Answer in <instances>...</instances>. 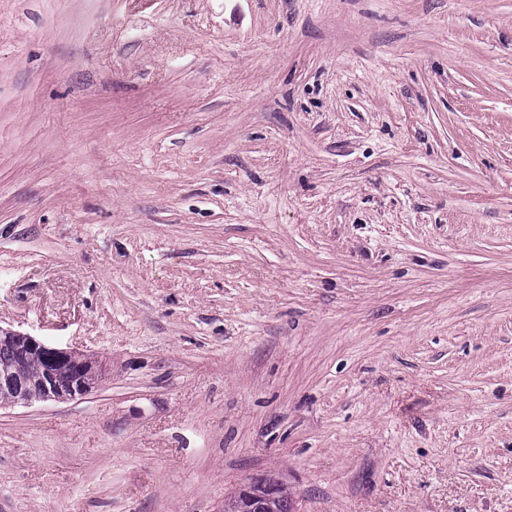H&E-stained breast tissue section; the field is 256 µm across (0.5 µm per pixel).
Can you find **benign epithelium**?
<instances>
[{
    "label": "benign epithelium",
    "instance_id": "benign-epithelium-1",
    "mask_svg": "<svg viewBox=\"0 0 512 512\" xmlns=\"http://www.w3.org/2000/svg\"><path fill=\"white\" fill-rule=\"evenodd\" d=\"M0 344L15 346L21 359H35L43 371L33 382L36 393L15 399V403L63 401L84 395L95 387L97 365L94 358L70 349L50 345L28 333L0 327ZM243 512H262L265 503L257 500L250 486L240 490Z\"/></svg>",
    "mask_w": 512,
    "mask_h": 512
}]
</instances>
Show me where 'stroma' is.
Returning a JSON list of instances; mask_svg holds the SVG:
<instances>
[{
  "mask_svg": "<svg viewBox=\"0 0 512 512\" xmlns=\"http://www.w3.org/2000/svg\"><path fill=\"white\" fill-rule=\"evenodd\" d=\"M0 512H512V0H0ZM0 344L14 345L19 358L38 360L43 368L37 377V365L21 361L15 350L10 347H0V368H11L15 376L5 370L0 372V391L3 394L1 402H10L17 396H24L14 400V404L29 403L32 401H63L84 395L95 387L97 382V365L94 358L76 353L70 349L50 345L42 339L28 333H20L0 326ZM66 371L64 374L60 372ZM33 382L36 393L25 396L32 388Z\"/></svg>",
  "mask_w": 512,
  "mask_h": 512,
  "instance_id": "1",
  "label": "stroma"
}]
</instances>
